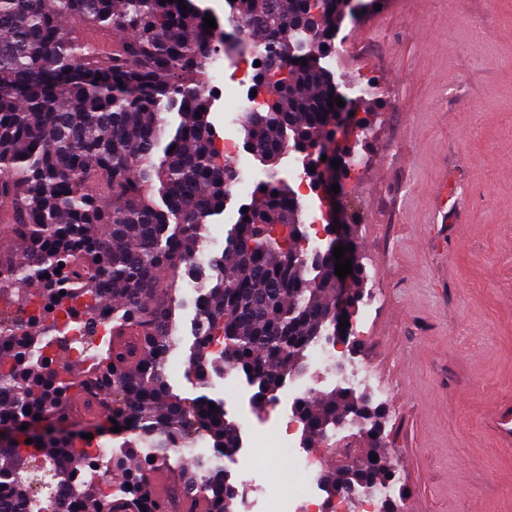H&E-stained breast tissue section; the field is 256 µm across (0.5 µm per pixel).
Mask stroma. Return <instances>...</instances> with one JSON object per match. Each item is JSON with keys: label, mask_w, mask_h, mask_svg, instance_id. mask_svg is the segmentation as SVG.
I'll use <instances>...</instances> for the list:
<instances>
[{"label": "stroma", "mask_w": 512, "mask_h": 512, "mask_svg": "<svg viewBox=\"0 0 512 512\" xmlns=\"http://www.w3.org/2000/svg\"><path fill=\"white\" fill-rule=\"evenodd\" d=\"M328 70L366 139L343 181L367 276L346 328L350 360L383 409L405 496L395 512H512V447L490 418L512 408V0H383L345 17ZM461 211L435 222L433 183ZM171 392L231 404L222 373L189 366L194 309L179 292Z\"/></svg>", "instance_id": "obj_1"}]
</instances>
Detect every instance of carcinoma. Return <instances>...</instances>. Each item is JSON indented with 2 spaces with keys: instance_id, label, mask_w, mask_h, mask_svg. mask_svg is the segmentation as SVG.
<instances>
[{
  "instance_id": "obj_1",
  "label": "carcinoma",
  "mask_w": 512,
  "mask_h": 512,
  "mask_svg": "<svg viewBox=\"0 0 512 512\" xmlns=\"http://www.w3.org/2000/svg\"><path fill=\"white\" fill-rule=\"evenodd\" d=\"M187 9L180 10V4ZM345 0H235L232 32L204 29L195 0H0V512H233L234 481L221 458L237 427L207 396L188 403L169 394L164 362L176 349L172 314L185 277L194 298L190 366L232 368L257 385L268 407L286 379L305 371L307 352L336 335L333 242L307 253L301 203L279 177L287 147L314 164L313 188L334 149L336 85L316 64L333 48ZM312 53L294 62L298 46ZM251 50L261 66L256 106L244 116L243 147L267 179L238 213L219 257L196 262L201 231L224 209L234 178L207 120L215 59ZM101 79H96V76ZM179 123L167 130L165 113ZM326 160H321L322 156ZM161 203H156L155 197ZM112 314L109 338L72 357L51 352L55 328ZM216 337L224 349L209 350ZM98 395L113 428L136 431L131 451L112 459L121 509L81 452L83 433L58 435L77 392ZM30 413H25V410ZM305 441L336 424L365 420L367 448L352 467L323 475L329 493L396 485L383 449L381 415L348 388L296 405ZM116 423H111V420ZM27 429H21L22 425ZM201 434L209 460L178 475L159 499L152 472L166 463V436ZM31 438L33 443L25 440ZM377 461H372V457ZM50 481L32 503L36 469ZM89 473L67 483L72 473Z\"/></svg>"
}]
</instances>
